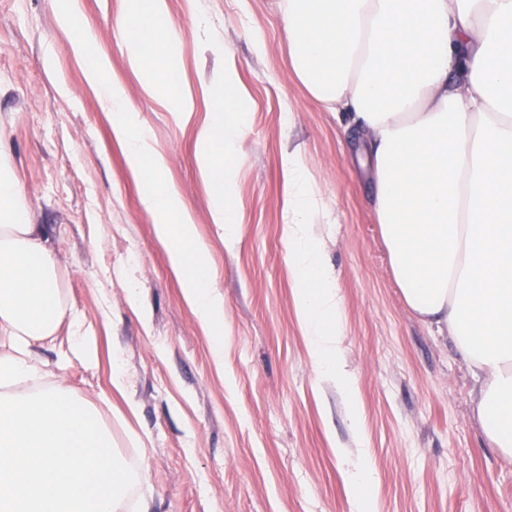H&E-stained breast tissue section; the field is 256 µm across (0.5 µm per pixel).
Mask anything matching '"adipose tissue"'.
<instances>
[{
    "instance_id": "obj_1",
    "label": "adipose tissue",
    "mask_w": 512,
    "mask_h": 512,
    "mask_svg": "<svg viewBox=\"0 0 512 512\" xmlns=\"http://www.w3.org/2000/svg\"><path fill=\"white\" fill-rule=\"evenodd\" d=\"M294 69L310 93L365 133L363 162L391 272L424 323L449 337L475 383L485 437L512 461V0H279ZM119 23L130 60L165 83L181 118L191 103L166 0H130ZM88 79L158 217L184 295L223 350L224 298L210 279L190 213L163 176V159L136 125L122 86L89 42ZM246 128L226 97L198 130L213 221L238 232L230 157ZM294 301L316 368L335 375L359 420L340 354L343 303L308 226L319 203L300 150L283 161ZM68 312L53 249L26 221L18 182L0 160V512H123L142 473L112 446L95 410L62 386L34 392L35 348Z\"/></svg>"
}]
</instances>
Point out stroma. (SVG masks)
<instances>
[{
	"label": "stroma",
	"mask_w": 512,
	"mask_h": 512,
	"mask_svg": "<svg viewBox=\"0 0 512 512\" xmlns=\"http://www.w3.org/2000/svg\"><path fill=\"white\" fill-rule=\"evenodd\" d=\"M71 7L163 158L224 298L217 355L140 205L60 0H0V159L17 176L28 223L49 233L63 298L94 352L89 361L68 355L60 327L36 348L42 382L64 383L97 410L113 448L145 472L126 512H351L346 475L359 470L370 475L377 512H512V463L473 415L471 371L407 306L371 204L360 133L297 77L277 0H167L193 105L186 122L164 94L147 95L132 69L118 25L124 0ZM228 74L247 128L233 158L232 240L212 220L196 144ZM297 147L319 192L311 233L343 298L356 428L340 385L316 370L293 302L282 158Z\"/></svg>",
	"instance_id": "obj_1"
}]
</instances>
